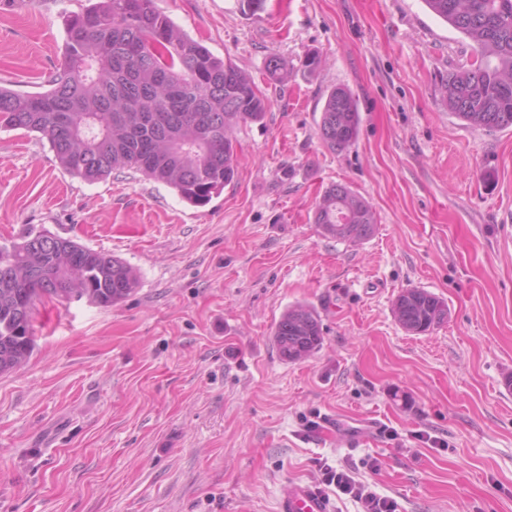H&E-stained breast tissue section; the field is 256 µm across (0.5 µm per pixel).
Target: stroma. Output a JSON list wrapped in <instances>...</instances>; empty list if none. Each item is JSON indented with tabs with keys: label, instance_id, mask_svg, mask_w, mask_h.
<instances>
[{
	"label": "stroma",
	"instance_id": "35a3bbf8",
	"mask_svg": "<svg viewBox=\"0 0 512 512\" xmlns=\"http://www.w3.org/2000/svg\"><path fill=\"white\" fill-rule=\"evenodd\" d=\"M155 2L270 108L239 126L237 174L199 208L132 170L85 183L40 134L0 128V246L49 233L139 276L108 308L39 305L27 365L0 374V512H275L286 481L318 482L319 458L400 512H512V127L442 106L466 39L423 0ZM85 5L0 0V85L44 91ZM336 86L361 115L340 154L318 135ZM336 183L376 212L362 244L313 222ZM413 287L448 305L433 331L394 316ZM295 304L323 344L288 363L272 333Z\"/></svg>",
	"mask_w": 512,
	"mask_h": 512
}]
</instances>
